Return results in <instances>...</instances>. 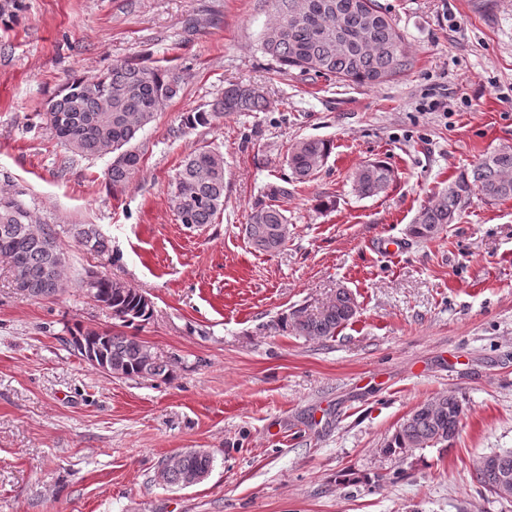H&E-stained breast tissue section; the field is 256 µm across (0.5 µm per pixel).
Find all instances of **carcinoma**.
<instances>
[{"label": "carcinoma", "instance_id": "1", "mask_svg": "<svg viewBox=\"0 0 512 512\" xmlns=\"http://www.w3.org/2000/svg\"><path fill=\"white\" fill-rule=\"evenodd\" d=\"M307 8L298 22L289 21L299 0H274L275 22L262 39L264 53L278 64V72L298 70L304 74L335 77L356 85H377L410 71L413 58L403 33L377 0H305ZM20 0H0V23L17 18ZM181 90V76L170 68L126 60L112 65L93 79H74L58 90L38 113L45 129L63 147L84 157L111 156L107 177L112 189L123 187L139 168L141 156L134 141ZM267 106L263 88L251 83H230L208 110L183 115L181 127H204L221 114L262 112ZM333 143L303 139L291 148L287 165L291 178L309 180L328 159ZM224 154L217 149L189 153L174 178L171 204L180 223L199 226L213 223L224 210ZM393 168L382 160L362 164L353 173V183L362 197H374L394 181ZM478 194L488 201L512 199V147L504 146L486 156L472 169L448 183L435 200L425 206L410 226L412 236L433 238ZM253 247L272 252L288 240V217L280 206L257 201L245 224ZM74 242L91 253L109 251L108 240L94 224L70 228ZM59 231L51 224H37L30 210L14 195L0 194V257L10 264L16 292L25 298H46L69 288ZM87 294L122 326L146 322L153 305L145 295L122 280L87 270L81 278ZM356 315L352 295L339 289L335 298L316 314L299 311L279 319L278 327L305 338H327ZM88 347L98 349L126 378L168 380L175 368L172 360L143 354V341L124 332L78 329L72 334ZM434 406L433 412L426 408ZM466 406L448 392L421 403L403 419L379 452L386 458L404 459L415 451L446 444L462 428ZM498 465L477 473V483L487 491L498 482L499 473H512V452L497 454ZM208 451L181 458L165 486L180 487L191 474L213 469Z\"/></svg>", "mask_w": 512, "mask_h": 512}]
</instances>
